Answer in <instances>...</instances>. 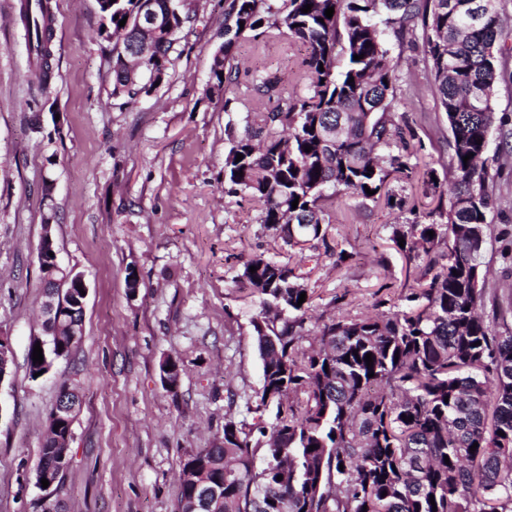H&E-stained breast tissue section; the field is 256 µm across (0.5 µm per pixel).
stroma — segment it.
Wrapping results in <instances>:
<instances>
[{
	"mask_svg": "<svg viewBox=\"0 0 512 512\" xmlns=\"http://www.w3.org/2000/svg\"><path fill=\"white\" fill-rule=\"evenodd\" d=\"M20 2L0 0V336L13 351L0 384V512H40L34 469L65 382L82 396L56 492L66 512H175L181 461L223 447L225 418L246 417L262 386L250 326L259 300L237 286L242 263L260 253L299 263L260 224V202L225 194V125L242 133L268 110L250 90L253 73L279 74L289 92L307 94L308 51L275 31L241 38L233 54L245 70L225 113L223 100L204 95L224 41V4L208 0L171 52L163 83L125 105L112 96V44L99 34L96 0H47L52 80L41 91ZM385 39L412 80L406 115L424 143L416 171L445 173L451 135L423 48L390 31ZM335 209L348 217L338 246L350 260L320 249L300 263L311 315L323 322L340 296L354 315L372 313L380 298L397 302L409 266L390 241L404 215L352 193ZM48 213L57 261L84 275L88 295L78 348L33 380L26 358L43 334L38 250ZM483 264L499 302H511L512 238L493 241ZM131 269L135 289L126 283ZM168 357L181 366L172 391L160 378Z\"/></svg>",
	"mask_w": 512,
	"mask_h": 512,
	"instance_id": "1",
	"label": "stroma"
}]
</instances>
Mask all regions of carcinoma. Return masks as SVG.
<instances>
[{
  "label": "carcinoma",
  "mask_w": 512,
  "mask_h": 512,
  "mask_svg": "<svg viewBox=\"0 0 512 512\" xmlns=\"http://www.w3.org/2000/svg\"><path fill=\"white\" fill-rule=\"evenodd\" d=\"M500 2L282 0L275 6L271 0H225L224 42L206 86L207 96L224 99V112H232L228 93L238 74L233 49L245 34L283 29L309 48L311 91L286 96L282 78L254 75L252 92L274 106L240 135L228 119L224 155V193L262 201L259 223L300 261L320 245L330 249L333 211L326 202L342 190L416 214L391 186L393 180L413 181L411 159L423 142L406 116L400 123L393 118L405 97L384 38L387 28L401 40H422L451 132L452 183L445 201L432 179L436 170L427 172L423 191L438 196L437 205L424 220L393 227L392 242L404 239L401 251L422 265L401 303L387 308L380 300L374 316L342 309L313 333L307 326L312 295L296 268L262 254L243 263L238 280L260 307L251 326L262 387L256 407L247 408L257 417L251 423L225 419L224 447L205 448L182 463L222 489L223 512H512V307L494 297L485 315L482 270L496 207L485 155L493 127L508 136V120L497 116L495 101L503 71L497 43L509 22ZM152 3L167 18L158 28L138 24L141 0H115L106 13L116 36L112 96L129 104L164 81L176 35L198 15L188 0ZM307 4L311 11L301 12ZM124 17L130 25L121 27ZM20 19L44 91L51 79L44 0H24ZM275 127L285 136L273 135ZM54 293L63 318H73L75 283L65 281ZM499 322L502 332L494 328ZM80 340L63 331L58 344L42 349L43 361L69 357ZM61 452L45 439L39 464L57 470Z\"/></svg>",
  "instance_id": "carcinoma-1"
}]
</instances>
